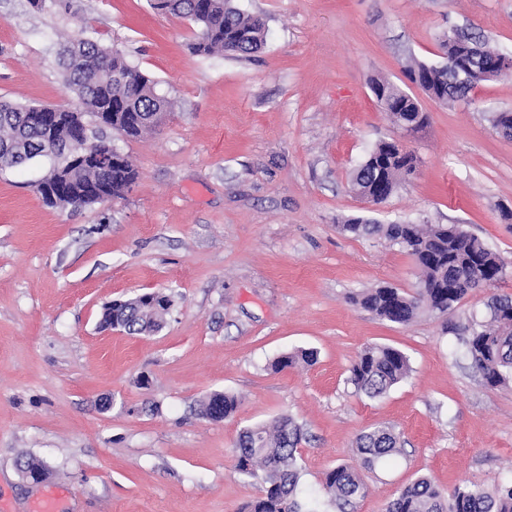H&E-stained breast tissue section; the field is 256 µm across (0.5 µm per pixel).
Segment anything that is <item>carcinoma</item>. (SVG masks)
<instances>
[{
    "mask_svg": "<svg viewBox=\"0 0 512 512\" xmlns=\"http://www.w3.org/2000/svg\"><path fill=\"white\" fill-rule=\"evenodd\" d=\"M162 13L185 18L196 27L192 51L197 55L232 53L249 56L265 44L266 22L258 15L246 14L229 0H150ZM468 42L481 55L494 49L472 33L455 31L451 39ZM62 75L80 105L72 112L58 113L54 138H44V126L52 117L46 107L0 101V171L19 168L44 159L49 168L45 180L59 184L62 207L76 209L121 196L135 181L137 171L129 159L112 151V140L96 129L99 113L111 110L118 132L130 139L156 129L168 112L170 102L156 92V83L117 50H110L91 38L68 41L60 52ZM411 80L432 99L445 103L467 97L469 90L452 85L451 61L439 65L417 63L410 67ZM395 85L381 79L372 81L380 109L399 127L413 131L427 120L418 102L404 92L395 100L381 94ZM92 145L101 153L112 154V163L74 170L69 153L82 152ZM415 171V158L399 154L391 145L380 142L369 151L353 172L352 190L361 198L381 204L385 198L377 192V182H385V194H391L401 177ZM342 231L355 238L380 236L400 246L417 265L420 276L415 292L382 286L352 297V301L379 318L407 324L422 312L448 316L458 309L465 296L475 288L493 286L503 279L506 265L481 239L446 224H381L361 216L347 219ZM172 305L161 291L145 292L132 299L114 301L104 308L106 326L120 327L130 334L149 335L163 327V317ZM474 367L490 386L512 380V297L497 298L489 307L487 319L460 316L450 322ZM317 353L311 349L284 353L276 358L277 370L302 362L314 364ZM410 360L400 349L387 345L364 348L350 367L348 381L369 398H380L406 379ZM238 407L237 398L216 393L202 403L200 413L210 420L228 419ZM303 432L290 415H282L269 425L243 429L235 444V470L259 481L261 494L244 507L243 512H322L320 498L306 503L298 500L300 468L297 447ZM399 438L393 429L378 426L363 431L356 448L363 464H374L397 452ZM18 469L43 479L45 464L28 454L17 460ZM322 493L339 512L367 494V485L348 465L340 464L324 474ZM386 512H512V483L487 488L476 485L459 487L451 494L440 490L432 480L420 477L404 486L389 502Z\"/></svg>",
    "mask_w": 512,
    "mask_h": 512,
    "instance_id": "1",
    "label": "carcinoma"
}]
</instances>
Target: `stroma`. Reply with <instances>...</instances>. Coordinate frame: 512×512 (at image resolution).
Masks as SVG:
<instances>
[{
  "instance_id": "35a3bbf8",
  "label": "stroma",
  "mask_w": 512,
  "mask_h": 512,
  "mask_svg": "<svg viewBox=\"0 0 512 512\" xmlns=\"http://www.w3.org/2000/svg\"><path fill=\"white\" fill-rule=\"evenodd\" d=\"M266 21L248 57L195 55L193 24L149 0H0V100L65 106L60 43L88 37L154 79L171 109L139 139L115 136L138 178L123 197L73 210L36 191L45 166L0 171V512H240L258 482L234 468L241 429L292 415L302 425L300 489L355 468L367 495L347 512H384L426 475L445 491L512 481V381L491 387L445 318L406 325L350 302L390 285L413 292L417 269L384 239L352 238L345 220L457 224L507 264L494 290L459 314L512 296V72L467 99L439 103L406 77L439 64L457 28L512 54V0H234ZM416 98L428 121L405 132L370 82ZM395 139L416 172L372 206L350 187L377 143ZM173 299L163 329L102 327L106 303L149 291ZM405 352L409 378L371 399L348 383L369 345ZM312 348L311 366L276 371L280 353ZM229 391L235 415L202 401ZM393 427L400 450L365 467L363 430ZM42 460L46 481L16 460ZM238 407L237 398L229 393H216L202 403L200 413L210 420L228 419L234 415Z\"/></svg>"
}]
</instances>
